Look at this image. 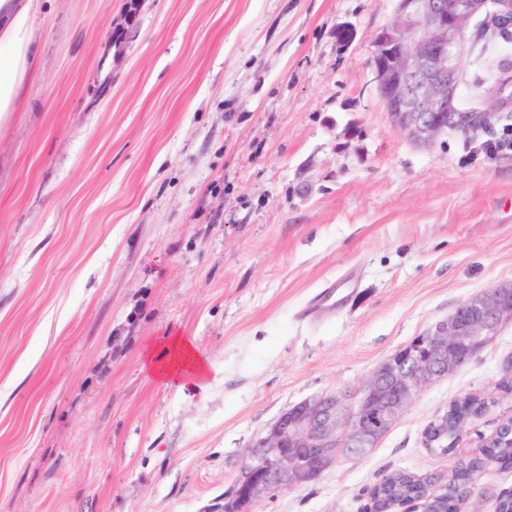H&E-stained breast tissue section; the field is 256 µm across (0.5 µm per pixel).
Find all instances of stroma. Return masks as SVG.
I'll use <instances>...</instances> for the list:
<instances>
[{"label": "stroma", "instance_id": "1", "mask_svg": "<svg viewBox=\"0 0 512 512\" xmlns=\"http://www.w3.org/2000/svg\"><path fill=\"white\" fill-rule=\"evenodd\" d=\"M397 0H46L37 79L0 125V512H222L293 404L351 393L470 297L512 282V83L472 21L462 92L492 123L421 146L391 128L373 36ZM354 38L339 45L336 28ZM336 290L335 304L324 300ZM193 340L205 392L146 347ZM512 323L369 453L253 512H364L391 470L447 472L423 431L473 394L476 451L512 418ZM143 369L155 380L179 390L184 383L205 391L209 385L211 365L194 342L183 336H170L162 344L161 352L149 349L144 352Z\"/></svg>", "mask_w": 512, "mask_h": 512}]
</instances>
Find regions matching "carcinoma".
<instances>
[{"label":"carcinoma","instance_id":"carcinoma-1","mask_svg":"<svg viewBox=\"0 0 512 512\" xmlns=\"http://www.w3.org/2000/svg\"><path fill=\"white\" fill-rule=\"evenodd\" d=\"M488 403L477 397L464 398L448 409V423L439 428L434 434L435 450L446 453L453 448L457 429L462 425L482 415L487 410ZM509 421L500 424V430L487 454L472 461L467 470H450L448 475L439 478L441 490L436 499L430 501L435 508H446L453 512L470 480L492 466H503V462L512 460V437L508 435ZM432 481L420 479L405 471H394L386 475V479L373 490L375 507L385 512L398 505L417 500H426L430 496Z\"/></svg>","mask_w":512,"mask_h":512}]
</instances>
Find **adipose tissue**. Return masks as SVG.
<instances>
[{
  "label": "adipose tissue",
  "mask_w": 512,
  "mask_h": 512,
  "mask_svg": "<svg viewBox=\"0 0 512 512\" xmlns=\"http://www.w3.org/2000/svg\"><path fill=\"white\" fill-rule=\"evenodd\" d=\"M42 9L41 0H0V121L19 111L26 81L35 74L38 39L33 27ZM144 370L169 387L204 390L211 374L209 359L183 336L168 337L161 349L147 350Z\"/></svg>",
  "instance_id": "1"
}]
</instances>
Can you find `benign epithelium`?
Segmentation results:
<instances>
[{"label":"benign epithelium","instance_id":"obj_1","mask_svg":"<svg viewBox=\"0 0 512 512\" xmlns=\"http://www.w3.org/2000/svg\"><path fill=\"white\" fill-rule=\"evenodd\" d=\"M139 0H131L114 38L133 24ZM477 17L512 25V0H399L393 21L377 31L371 59L373 82L391 126L429 145L447 130L487 127L493 113L475 120L457 110L463 35ZM499 284L461 303L448 318L378 365L354 393H324L285 410L246 449L235 487L256 503L276 489L318 480L342 456H361L432 383L452 375L493 342L512 322Z\"/></svg>","mask_w":512,"mask_h":512}]
</instances>
